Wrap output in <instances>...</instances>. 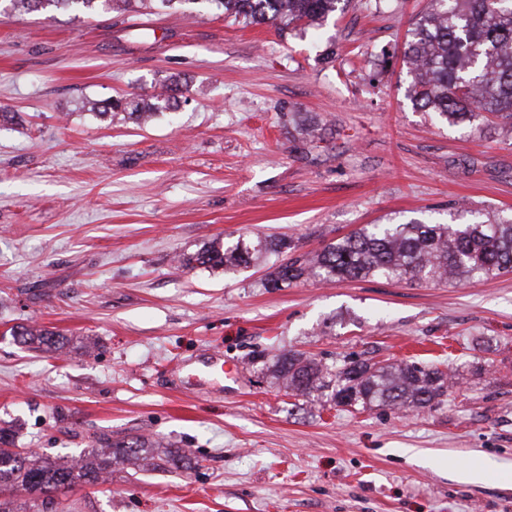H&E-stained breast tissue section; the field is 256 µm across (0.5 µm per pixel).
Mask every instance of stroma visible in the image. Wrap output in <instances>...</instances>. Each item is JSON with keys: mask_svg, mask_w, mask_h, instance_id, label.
Instances as JSON below:
<instances>
[{"mask_svg": "<svg viewBox=\"0 0 512 512\" xmlns=\"http://www.w3.org/2000/svg\"><path fill=\"white\" fill-rule=\"evenodd\" d=\"M427 0H349L280 38L216 7L0 12V427L76 456L100 437L185 449L116 465L51 512H512V272L464 284H261L182 267L216 240L309 252L449 207L512 214V131L416 110L401 50ZM177 104L148 124L96 103ZM35 325L69 348L7 336ZM448 362L443 409L307 404L254 351Z\"/></svg>", "mask_w": 512, "mask_h": 512, "instance_id": "stroma-1", "label": "stroma"}]
</instances>
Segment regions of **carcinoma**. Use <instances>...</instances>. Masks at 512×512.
<instances>
[{"mask_svg":"<svg viewBox=\"0 0 512 512\" xmlns=\"http://www.w3.org/2000/svg\"><path fill=\"white\" fill-rule=\"evenodd\" d=\"M12 12L28 14L79 5L90 14L125 12L145 0H0ZM224 17L247 24L272 23L281 38L290 26L321 24L344 0H205ZM403 63L410 78L413 106L432 112L450 125L512 121V0H430L429 9L412 23L404 42ZM175 88L150 102L111 99L100 116L118 115L138 123L150 121L170 107ZM285 261L272 265L264 287L282 288L307 280L336 281L384 277L409 282H467L512 271V215L471 218L463 209L448 222L388 219L369 224L315 252L297 253L285 236H256L222 248L208 246L184 256L187 268L224 269L233 273L259 265L269 256ZM9 335L33 349L58 351L60 335L48 329L16 325ZM253 360L274 379L278 389L305 403L362 410L389 407L431 412L448 400L454 382L435 364L374 361L352 355L325 362L290 350ZM12 434L0 429V512H41L53 504L48 492L103 481L112 466H138L155 459L151 442H109L79 460L51 458L33 450L13 449Z\"/></svg>","mask_w":512,"mask_h":512,"instance_id":"cac0c4a2","label":"carcinoma"}]
</instances>
